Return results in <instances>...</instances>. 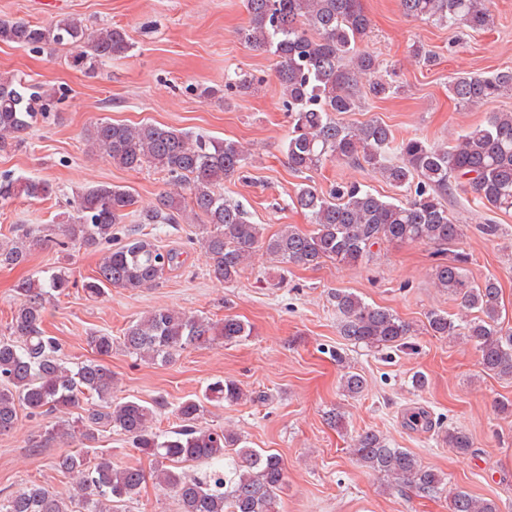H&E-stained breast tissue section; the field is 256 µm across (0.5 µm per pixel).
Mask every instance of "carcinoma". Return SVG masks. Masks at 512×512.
Wrapping results in <instances>:
<instances>
[{
	"label": "carcinoma",
	"instance_id": "1",
	"mask_svg": "<svg viewBox=\"0 0 512 512\" xmlns=\"http://www.w3.org/2000/svg\"><path fill=\"white\" fill-rule=\"evenodd\" d=\"M408 18L440 25L483 29L492 18L485 0H400ZM248 25L244 40L278 59L276 78L284 97L291 130L285 144L288 165L298 173L315 171L328 162L371 167L393 187L409 192L388 201L357 182L341 183L323 192L301 183L292 204L310 221L307 230L292 225L267 235L244 208L224 199V180L247 165L250 153L238 142L221 141L153 123L135 125L96 121L85 140L101 158L128 170L149 166L169 174L175 187L147 206L121 186L109 183L86 187L73 197V213L61 223L60 252L74 246L93 247L112 241V229L129 210L139 224H199L201 248L213 274L235 282L258 252L285 266H318L334 260L350 266L367 265L373 247L383 242L430 245L441 257L434 269L435 284L459 302L463 314L453 318L432 310L425 330L432 336L462 339L478 354L481 372L512 380V327L501 322L500 288L494 278L469 280L468 257H447L448 246L464 236L446 200L465 190L495 210L512 211V112H493L485 123L470 128L451 145L429 143L416 136L398 138L389 126L371 120L349 126L339 116L362 105V83L379 99L396 95L400 86L380 76L377 57L358 48L370 26L361 0H246ZM0 42L20 46L69 44L77 53L73 66L92 71L131 44L118 27L91 33L79 18L49 26L25 21H0ZM448 91L462 106H474L512 93V70L488 76H457ZM66 97L65 92L32 84L17 74L0 73V151L23 141V134L40 116ZM53 192L49 183L30 178L0 180V202L41 199ZM45 229L15 227L0 239V265L26 262L46 240ZM180 254L165 250L134 232L123 246L105 253L97 275L83 284L91 297L114 288L138 290L154 284L179 264ZM69 274L59 269L44 277L18 283L19 303L9 335L0 338V435L11 433L18 409L52 419L43 439L60 434L72 447L58 454L53 467L73 482L70 497H59L39 485H24L0 497V512H118L138 495L146 477L163 491L174 493L179 512H278V493L287 479L282 457L243 444L238 433L202 423L206 405L237 404L244 397L233 380H218L202 396L181 402L169 431L157 426L163 403L114 399L112 370L103 358L112 354L108 333L89 338L97 358L75 366L59 354L56 340L44 334L46 305L66 293ZM339 314V334L366 349L410 347L414 326L392 310L370 304L343 289L333 294ZM251 335V327L233 317L214 321L173 308H159L129 323L122 348L153 364H169L189 348L232 344ZM343 365L342 395L361 396L367 379ZM85 406L84 415L70 417ZM111 428L131 446L151 457L152 470L112 461L93 447L100 429ZM440 441L466 455L474 443L459 428L441 431ZM356 462L386 487L407 483L425 492H446L449 512H502L495 499L477 498L449 488L444 478L424 466L415 454L395 448L379 432L365 429L351 438ZM203 463L198 474L181 468Z\"/></svg>",
	"mask_w": 512,
	"mask_h": 512
}]
</instances>
